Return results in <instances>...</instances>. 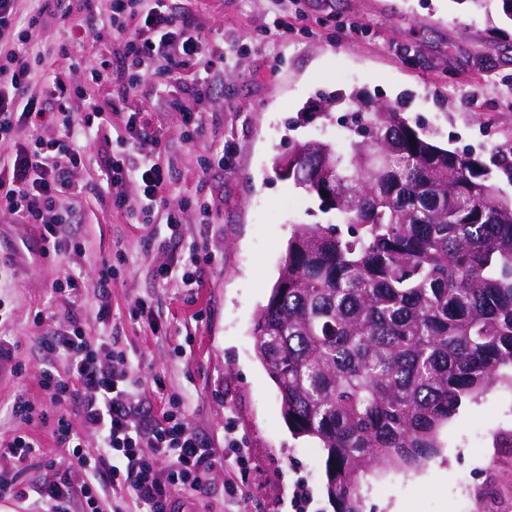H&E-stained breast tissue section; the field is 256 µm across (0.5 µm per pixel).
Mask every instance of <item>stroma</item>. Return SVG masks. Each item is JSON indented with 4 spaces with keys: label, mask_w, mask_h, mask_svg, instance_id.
I'll return each instance as SVG.
<instances>
[{
    "label": "stroma",
    "mask_w": 512,
    "mask_h": 512,
    "mask_svg": "<svg viewBox=\"0 0 512 512\" xmlns=\"http://www.w3.org/2000/svg\"><path fill=\"white\" fill-rule=\"evenodd\" d=\"M288 25L287 39L268 32L274 19ZM197 20L205 37L233 45V64L203 101L186 106L212 113L217 131L235 147L231 167L201 172L210 138L184 140L179 113L144 96L130 98L147 111L165 141L161 160L171 175L166 196L177 207L201 189L213 202L208 223L185 215L184 236L158 249L153 225L132 224L112 210L108 195L87 194L82 221L69 230L79 250L38 261L16 248L17 236L41 243L32 224L0 213V261L16 273L0 279V298L13 315L0 338L14 343L21 366L0 375V441L19 425L16 396L48 409L40 386L43 338L64 323L53 290L65 271H81L87 286L74 312L91 342L119 334L140 364L141 392L161 376L170 395L185 396L190 427L218 461L210 494L199 512H294L293 493L304 489L307 512H333L326 494L325 454L316 439L297 437L284 419L278 389L259 361L252 336L257 309L266 303L295 225L328 223L329 215L272 167L286 151L285 125L316 94L360 88L388 100L409 92L412 119L434 126L442 143L488 159L512 143V28L456 0H202ZM114 47L109 36L73 47L68 79L100 103L112 88L89 83L86 67ZM197 242L214 256L201 288L159 284L154 267ZM117 268L109 290L112 317H97L96 275ZM157 301L164 326L130 322L131 300ZM232 423L246 441L249 469L239 473L224 446ZM240 488L224 505V484ZM364 512H512V389L502 386L466 402L441 428L434 456L414 466H386L361 481Z\"/></svg>",
    "instance_id": "1"
}]
</instances>
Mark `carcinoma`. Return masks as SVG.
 Returning a JSON list of instances; mask_svg holds the SVG:
<instances>
[{"label": "carcinoma", "mask_w": 512, "mask_h": 512, "mask_svg": "<svg viewBox=\"0 0 512 512\" xmlns=\"http://www.w3.org/2000/svg\"><path fill=\"white\" fill-rule=\"evenodd\" d=\"M410 98L354 110L342 146L290 139L274 158L338 219L295 225L253 327L288 428L326 451L336 512H363L366 472L430 459L464 401L512 385V194L494 182L512 150L442 147ZM368 102L337 90L304 112Z\"/></svg>", "instance_id": "carcinoma-1"}]
</instances>
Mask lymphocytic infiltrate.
Segmentation results:
<instances>
[{
    "instance_id": "f902f5d3",
    "label": "lymphocytic infiltrate",
    "mask_w": 512,
    "mask_h": 512,
    "mask_svg": "<svg viewBox=\"0 0 512 512\" xmlns=\"http://www.w3.org/2000/svg\"><path fill=\"white\" fill-rule=\"evenodd\" d=\"M107 16L86 9L71 26L78 42L110 33L120 47L118 58L99 57L88 67L92 84H114L109 105H101L86 90H70L62 76L40 83L42 53L18 51L29 43L34 29L61 12L63 0H0V212L12 223L35 224L45 249L72 252L67 232L76 223L75 202L87 185L72 176L84 165L88 144L100 147L99 168L112 210L139 224L153 222L154 213L170 189V172L159 159L163 134L148 113L130 108L131 96L163 99L182 116L185 139L200 136L206 114L191 111L185 97H199L219 80L216 62L224 61L223 46L207 41L192 25L195 9L185 4L173 10L169 0H110ZM61 126L59 138L23 142V129ZM134 184L138 208H128L124 188ZM154 223V222H153ZM205 258L190 246L187 255L159 266L157 280L184 288L202 285ZM39 383L51 394L53 436L69 451L84 478L72 484L55 476V463H45L49 476L25 484L22 475L40 456L39 440L28 431L34 420L30 405L15 397L12 413L23 425L12 441L0 448V499L36 497L41 512H102L104 490L117 486L149 512H171L177 494L203 498L214 452L186 422L181 398L165 393L161 377H154L153 398L135 393L140 361L117 339L89 346L77 317L67 319L57 337L44 341ZM65 355L66 373L54 362ZM78 413L93 430L98 448L87 451L73 429L71 413ZM166 460L167 469L157 467Z\"/></svg>"
}]
</instances>
